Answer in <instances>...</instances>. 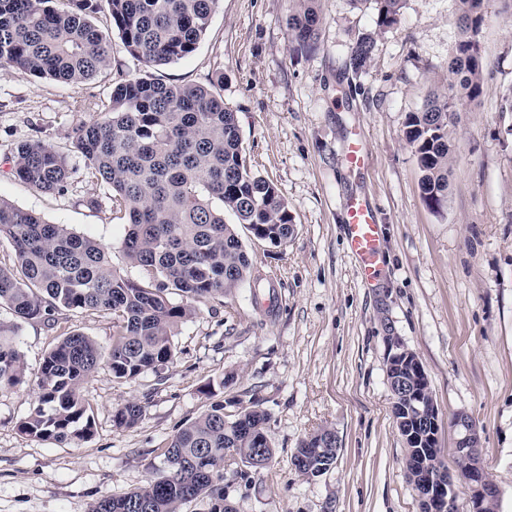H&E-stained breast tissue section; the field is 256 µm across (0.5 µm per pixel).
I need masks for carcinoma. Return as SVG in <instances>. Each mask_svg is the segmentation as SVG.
I'll list each match as a JSON object with an SVG mask.
<instances>
[{"mask_svg":"<svg viewBox=\"0 0 512 512\" xmlns=\"http://www.w3.org/2000/svg\"><path fill=\"white\" fill-rule=\"evenodd\" d=\"M0 0V66L31 76L84 83L112 63V34L90 16L105 8L126 52L147 68L192 55L207 33L219 0ZM285 19L296 49L308 51L318 39V0H293ZM376 24L396 25L405 0H373ZM482 0H457L460 39L448 60V94L430 95L409 114L405 138L422 173L424 199L440 206L448 195L452 156L450 127L458 104L476 100L485 63L478 34ZM374 41L364 36L351 48V68L369 61ZM223 77L208 86L166 84L150 75L117 83L101 102L105 119L81 125L75 147L88 173L112 190V207L127 224L122 249L140 269L138 282L112 265L109 249L64 224H51L33 211L0 199V237L10 239L12 267H0V309L15 322H0V389L25 376L18 345L19 322L50 319L59 309L102 311L112 315V345L100 346L82 333H68L49 351L37 380L38 399L19 424L22 433L76 444L92 436L89 404L81 384L103 370L116 380L161 373L176 358L174 331L195 311L193 303L222 298L245 283L261 287L263 278L233 224L231 212L253 236L282 244L294 232L282 191L255 173L243 154L235 113L218 91ZM13 174L48 193L67 190L63 157L40 142L17 145ZM183 297L175 303L170 294ZM418 388L419 402L393 406L405 440L409 479L421 459L438 457L434 407L421 371L394 361ZM209 404L171 438L162 465L142 486L104 497L89 512H182L199 498L211 512H231L224 504V479L244 478V468L266 467L274 456L267 434L268 413L255 396ZM143 406L128 401L115 409L113 422L135 426Z\"/></svg>","mask_w":512,"mask_h":512,"instance_id":"cac0c4a2","label":"carcinoma"}]
</instances>
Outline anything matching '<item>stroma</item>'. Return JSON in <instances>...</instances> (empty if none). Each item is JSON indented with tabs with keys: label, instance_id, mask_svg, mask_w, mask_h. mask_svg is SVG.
<instances>
[{
	"label": "stroma",
	"instance_id": "1",
	"mask_svg": "<svg viewBox=\"0 0 512 512\" xmlns=\"http://www.w3.org/2000/svg\"><path fill=\"white\" fill-rule=\"evenodd\" d=\"M291 7L292 0H220L195 53L153 71L174 85L206 86L223 75L246 159L281 189L294 224L278 246L238 229L265 287L245 284L196 303L174 337L178 358L162 374L86 380L93 435L75 445L31 437L19 423L61 334L81 332L105 346L112 318L63 309L53 321L24 323V380L0 391V512H89L104 496L142 486L169 439L206 409L202 387L228 374L226 413L235 399L259 397L275 449L247 479L226 477L235 512H422L393 420L392 336L428 378L441 461L456 472L452 419L467 415L499 489L496 512H512V0H483L482 93L451 128L448 197L438 209L421 194L404 125L429 92L448 90L456 0H406L400 22L385 29L372 0H319V38L307 54L289 41ZM367 35L374 49L356 73L350 47ZM140 71L118 40L111 69L80 85L0 67V198L106 245L133 280L140 271L122 252L124 222L74 146L76 128L102 114L75 111L74 103L108 99L113 83ZM355 136L371 156L361 171L344 159ZM23 141L65 158L67 192L45 193L14 176L11 158ZM357 195L382 226L383 270L371 283L343 234L346 203ZM128 400L144 415L134 427H115L113 412ZM322 429L336 433L339 450L328 471L310 478L292 458Z\"/></svg>",
	"mask_w": 512,
	"mask_h": 512
}]
</instances>
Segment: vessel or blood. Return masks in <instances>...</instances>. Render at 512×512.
I'll use <instances>...</instances> for the list:
<instances>
[{
	"mask_svg": "<svg viewBox=\"0 0 512 512\" xmlns=\"http://www.w3.org/2000/svg\"><path fill=\"white\" fill-rule=\"evenodd\" d=\"M345 160L350 168L356 170L368 167L370 154L366 145L359 139H351ZM344 234L350 252L359 261L361 276L368 281L376 280L382 272V227L368 199L354 197L349 200Z\"/></svg>",
	"mask_w": 512,
	"mask_h": 512,
	"instance_id": "vessel-or-blood-1",
	"label": "vessel or blood"
}]
</instances>
